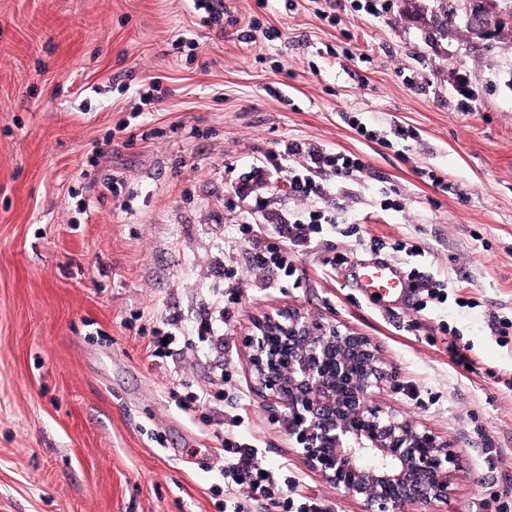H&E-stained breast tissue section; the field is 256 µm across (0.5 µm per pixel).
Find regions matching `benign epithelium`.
<instances>
[{
	"label": "benign epithelium",
	"instance_id": "benign-epithelium-1",
	"mask_svg": "<svg viewBox=\"0 0 512 512\" xmlns=\"http://www.w3.org/2000/svg\"><path fill=\"white\" fill-rule=\"evenodd\" d=\"M496 0L469 18L471 37L512 42ZM257 385L307 466L364 512H414L448 500L460 468L448 441L373 402L392 375L371 340L296 310L268 314L248 336Z\"/></svg>",
	"mask_w": 512,
	"mask_h": 512
}]
</instances>
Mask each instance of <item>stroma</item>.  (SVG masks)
I'll list each match as a JSON object with an SVG mask.
<instances>
[{"instance_id":"1","label":"stroma","mask_w":512,"mask_h":512,"mask_svg":"<svg viewBox=\"0 0 512 512\" xmlns=\"http://www.w3.org/2000/svg\"><path fill=\"white\" fill-rule=\"evenodd\" d=\"M448 1L418 0L414 22L405 0H224L219 27L188 0H0V512H224L226 415L284 498L362 512L256 387L246 339L288 308L369 337L393 371L375 402L459 452L436 512H512V335L490 330L512 319V43L438 27ZM149 76L160 101L134 115ZM292 143L364 168L323 174L313 204L338 222L289 250L288 277L253 268L279 240L243 227L305 207ZM256 167L262 212L232 190ZM379 259L441 281L438 300L368 297L354 269ZM231 284L198 355L192 329ZM173 319L182 351L149 361ZM202 388L223 408L187 419ZM224 401V391H217L212 394L208 391L190 392L180 403L182 411L188 415L196 412L201 405H209L213 409L217 402Z\"/></svg>"}]
</instances>
